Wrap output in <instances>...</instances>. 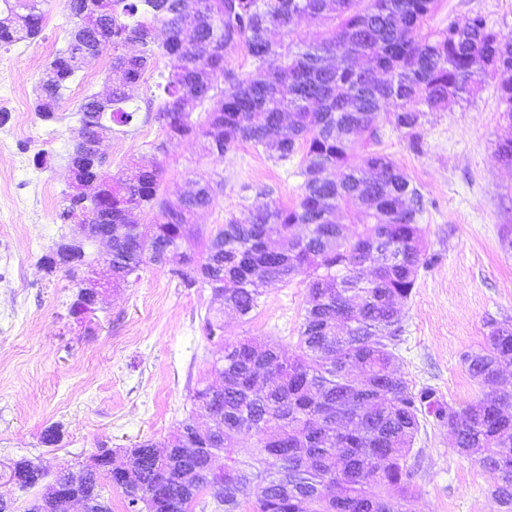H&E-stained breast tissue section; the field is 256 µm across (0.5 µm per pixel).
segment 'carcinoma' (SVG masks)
<instances>
[{"label":"carcinoma","mask_w":512,"mask_h":512,"mask_svg":"<svg viewBox=\"0 0 512 512\" xmlns=\"http://www.w3.org/2000/svg\"><path fill=\"white\" fill-rule=\"evenodd\" d=\"M43 0H0V47L32 39L42 30ZM437 0H67L75 27L65 50L49 64L36 93L35 110L54 115L62 90L91 49H112L105 89L80 105V123L92 133L126 127L136 110L131 91L158 56L169 60L157 119L168 139L203 141L223 156L249 143L286 161L302 152L300 174L334 169L337 177L304 182L299 201L262 202L226 220L203 242L200 257L181 250L191 217L212 205V179L193 194L171 201L158 196L161 170L137 166L114 177L105 160L73 167L80 180L88 167L102 172V200L112 202V225L91 219L94 200L78 192L63 199L60 218L82 224L84 239L58 244L40 258L52 272L76 277L92 265L85 242L112 234V279L125 282L142 265L177 264L171 274L186 288L211 290L207 335L223 337L219 309L247 317L267 288L307 279L300 352L280 359L277 348L252 339L224 341L212 368L222 367L220 396L212 387L194 391L193 402L209 419L205 430L190 418L159 448L140 444L133 467L134 491L124 493L130 512H143L166 482L159 512H195L210 496L224 512H237L252 495L249 512H412L415 490L408 458L421 423L448 428L453 447L489 474L491 494L512 512V389L501 386L512 366V319L489 323L484 344L462 362L478 384L493 389L462 407L441 400L435 389H415L395 373L401 341L402 304L428 265L419 224L423 196L389 156L368 148L387 121L416 141L422 118L448 103V86L470 102L480 75L501 76L500 103L512 119V41L488 29L482 17L424 31ZM324 27L316 42L271 37L297 18ZM168 32L154 37V24ZM243 48L254 70L228 67V51ZM223 77V85L217 78ZM391 101L395 112H381ZM157 210L158 222L138 224L135 213ZM344 212L362 231L349 239L336 224ZM303 224L307 236H295ZM373 264L366 277L363 267ZM95 301L78 289L69 307L87 317ZM257 436L253 462L231 457L242 435ZM177 448L202 453L220 449L224 495L213 484L181 479L198 465ZM15 484L33 488L41 469L22 461Z\"/></svg>","instance_id":"cac0c4a2"}]
</instances>
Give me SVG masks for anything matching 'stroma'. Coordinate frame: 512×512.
<instances>
[{"label":"stroma","instance_id":"obj_1","mask_svg":"<svg viewBox=\"0 0 512 512\" xmlns=\"http://www.w3.org/2000/svg\"><path fill=\"white\" fill-rule=\"evenodd\" d=\"M43 10V29L27 40L25 55L0 48V86L14 87L17 94L0 125V240L13 241L10 263L27 272L23 286L0 287V310L12 312L0 319V494L14 498L21 510L43 489L19 490L10 478L13 463L38 464L50 482L61 471L80 477L103 450H111L118 463L141 442H166L192 415L195 388L216 382L211 364L219 348L203 328L210 289L183 287L168 268L146 264L116 286L106 246L86 245L96 257L89 285L100 291L101 303L96 319L82 323L68 312L74 283L40 265L62 238L81 236L78 225L62 223L58 213L72 182L79 107L102 91L112 59L107 52L86 62L64 92L55 119H42L35 110V89L73 25L66 0H45ZM475 15L512 39V0H439L430 25L443 28ZM167 64L166 57H158L135 88L140 118L128 132L107 135L103 149L110 173L120 175L134 163L161 164L159 193L172 200L191 191L200 173H219L223 191L192 220L204 232L260 201L266 190L282 203L296 202L303 183L299 159L283 162L248 143L209 156L199 141H166L160 122L145 120V113L158 107L155 83ZM499 81L486 75L470 103L452 101L427 114L419 146L388 124L378 144L424 197L421 224L430 260L404 306L396 367L412 384L436 389L455 407L483 392L462 364V354L483 343L488 318L512 317V250L501 245L504 232L512 229V165L497 152L499 143L512 137V122L502 114ZM161 141L165 151H153ZM42 151L47 161L38 171L53 194L35 204L24 166ZM10 192L27 197V204L9 206ZM306 300L299 277L268 289L248 319L225 312L224 336L270 342L283 357L294 356ZM52 426L60 441L47 446L41 434ZM409 466L414 512H500L489 474L454 450L447 428L428 424Z\"/></svg>","mask_w":512,"mask_h":512}]
</instances>
